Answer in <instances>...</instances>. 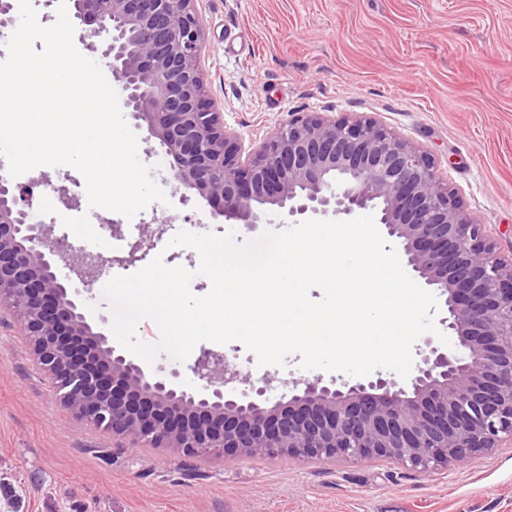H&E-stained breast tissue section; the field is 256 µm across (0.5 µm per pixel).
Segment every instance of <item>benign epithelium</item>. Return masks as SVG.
<instances>
[{
	"instance_id": "7a95c632",
	"label": "benign epithelium",
	"mask_w": 512,
	"mask_h": 512,
	"mask_svg": "<svg viewBox=\"0 0 512 512\" xmlns=\"http://www.w3.org/2000/svg\"><path fill=\"white\" fill-rule=\"evenodd\" d=\"M196 2L66 3L80 42L107 60L125 108L169 158L181 200L191 192L248 229L275 208L294 224L375 211L413 277L444 298L451 344L425 339L408 384L314 377L271 398L272 379L244 376L218 354L193 366L197 385L187 387L112 346L79 299L93 282L78 290L59 275L64 256L86 272L114 262L73 254L31 222L35 187L67 209L78 197L47 173L18 182L0 172V309L16 317L60 401L132 445L202 458L388 460L430 472L512 444V258L427 151L371 118L297 112L245 152L199 67L206 34ZM16 21L15 0H0V30Z\"/></svg>"
}]
</instances>
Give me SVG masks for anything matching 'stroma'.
Returning <instances> with one entry per match:
<instances>
[{"mask_svg":"<svg viewBox=\"0 0 512 512\" xmlns=\"http://www.w3.org/2000/svg\"><path fill=\"white\" fill-rule=\"evenodd\" d=\"M208 46L201 68L245 147L296 112L366 116L436 161L466 208L512 255V0H198ZM138 157L159 166L166 202L133 217L110 212L101 251L116 260L86 301L91 319L110 315L106 283L133 274L119 265L148 237L146 260L194 271V249L170 246L188 225L252 233L215 215L204 199L181 203L162 152L137 130ZM32 217L83 248L78 210L54 208L36 189ZM164 235L153 230L161 219ZM226 354L274 386L307 377L299 354L258 366L238 341L198 343L188 360L156 365L190 379L191 361ZM0 512H512V447L423 474L389 461L308 462L200 458L135 447L90 425L58 399L16 318L0 311Z\"/></svg>","mask_w":512,"mask_h":512,"instance_id":"35a3bbf8","label":"stroma"}]
</instances>
